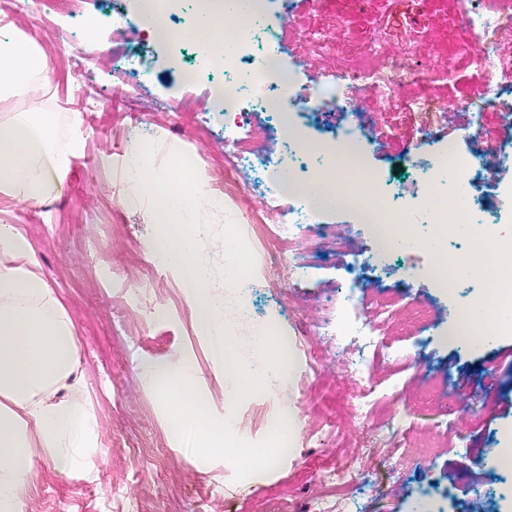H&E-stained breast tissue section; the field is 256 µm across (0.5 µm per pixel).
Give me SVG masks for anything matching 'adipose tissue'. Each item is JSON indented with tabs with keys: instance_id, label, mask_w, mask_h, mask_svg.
Wrapping results in <instances>:
<instances>
[{
	"instance_id": "1",
	"label": "adipose tissue",
	"mask_w": 512,
	"mask_h": 512,
	"mask_svg": "<svg viewBox=\"0 0 512 512\" xmlns=\"http://www.w3.org/2000/svg\"><path fill=\"white\" fill-rule=\"evenodd\" d=\"M248 11L232 12L226 0H204L191 27L174 31L168 24L164 0H135V11L147 23L151 37L174 38L221 54L233 45V29L263 12L265 0H247ZM55 74L46 52L35 39L20 32L0 45V105L39 93L51 86ZM56 115L25 112L0 118V195L36 206L59 194L78 144L56 145ZM342 162L323 181L298 182L282 173L293 193L321 210L337 205L334 181L357 177L356 141L338 145ZM375 237L390 248L416 247L431 258L435 284L451 293L446 228L421 235L395 224H376ZM458 332L472 347L501 333L502 314L494 302L470 309ZM144 381L158 389L174 432L191 435L200 448L234 450L241 470L260 476L264 468L251 448L236 447L226 422L204 416V401L196 391L190 367L144 363ZM84 371L73 322L59 296L43 276L30 241L16 225L0 224V512H21L22 495L37 460H48L60 473L91 471L105 464L99 424L92 407L81 398Z\"/></svg>"
}]
</instances>
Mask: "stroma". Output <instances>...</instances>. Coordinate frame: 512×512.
I'll return each mask as SVG.
<instances>
[{
  "label": "stroma",
  "instance_id": "obj_1",
  "mask_svg": "<svg viewBox=\"0 0 512 512\" xmlns=\"http://www.w3.org/2000/svg\"><path fill=\"white\" fill-rule=\"evenodd\" d=\"M266 17L278 33L280 69L295 79L298 94L308 96L336 68L353 63L368 35L380 30L383 57L411 50L424 76L407 93L425 99L427 112H381L372 83L342 89L357 109L333 117L343 128L372 125L363 138L366 168L384 184L403 187L406 195L421 188L409 178L407 160L450 147L469 152L465 115L441 122L434 110L467 96L468 64L455 79L444 78L440 48L450 35L454 0H377L372 11L346 9L343 0H267ZM76 14L50 11L46 0H0V34L12 28L35 35L48 52L57 75L49 91L27 97L18 112H54L59 116V145L78 139L61 196L43 207L0 202V222L18 225L31 240L35 258L72 319L81 345L85 372L83 396L99 418V437L107 464L92 475H65L37 461L23 495L22 512H120L123 500L141 503L144 512H309L323 498L327 512H410L420 494H428L429 512H464L475 492L485 495L484 512H512V474L492 467L500 430L512 423V332L482 347L446 344L442 336L458 311L485 292L479 282L457 285L447 295L436 288L426 252L402 249L379 255L378 242L352 211L321 216L328 232L321 239L323 258L300 279L290 278L287 258L279 257L270 237L277 215L265 228L251 225V212L264 200L228 188L224 157L232 146L224 140V116L212 105V90L224 72L183 76L198 45L159 44L146 35L141 21L114 26L113 11H130L131 0H78ZM94 26L96 40L85 38ZM332 45L315 51L311 36ZM139 55L124 77L137 92L118 101L112 70L113 48ZM99 55L98 64L75 79L74 62ZM76 83L81 96L70 101L66 87ZM435 131L426 138L425 129ZM161 138L196 152L223 193L227 211L251 240L255 271L246 292L252 317L274 321L296 356L292 377L246 399L226 405L224 364L214 358L189 305V291L179 273L156 267L148 247L156 227L142 213L126 211L115 200L121 184L117 170L132 141ZM485 183L499 185L490 206L500 217L495 232H512V169L486 164ZM345 238L349 250L332 249L333 236ZM357 266L370 290L360 296L340 335L322 329L323 301L337 295ZM431 311L429 327L414 331L406 314L410 303ZM370 320L382 343L383 363L373 383L382 399L367 420L356 414L361 387L355 361L371 359L372 348L352 332ZM189 361L204 410L215 421L234 416L239 439L252 447L270 442V427L282 400L297 411L296 441L289 453L270 466L267 477H244L231 454L206 456L172 432L161 401L147 386L139 362ZM459 384L469 398L470 414L453 413L447 404L417 386L422 376ZM402 411L392 440L373 448L369 438L381 431L390 409ZM161 441L166 470L156 475L142 445ZM353 464L357 477L341 491L324 488L320 472Z\"/></svg>",
  "mask_w": 512,
  "mask_h": 512
}]
</instances>
